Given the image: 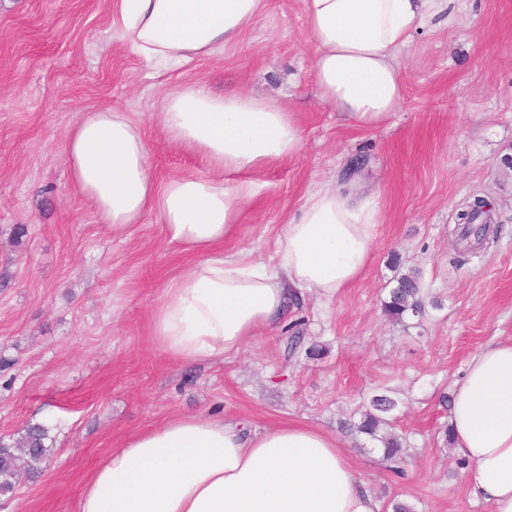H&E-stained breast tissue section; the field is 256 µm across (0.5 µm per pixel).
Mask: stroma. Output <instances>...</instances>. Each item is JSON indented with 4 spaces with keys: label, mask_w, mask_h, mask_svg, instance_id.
Segmentation results:
<instances>
[{
    "label": "stroma",
    "mask_w": 512,
    "mask_h": 512,
    "mask_svg": "<svg viewBox=\"0 0 512 512\" xmlns=\"http://www.w3.org/2000/svg\"><path fill=\"white\" fill-rule=\"evenodd\" d=\"M302 0H267L223 57L156 75L123 43L107 0H0V438L48 429L41 474L0 499V512H79L98 463L135 433L182 414L220 415L244 432L301 423L337 436L377 500L415 512H490L444 431L470 356L512 337V0H457L450 26L416 33L400 58L403 100L380 129L354 130L320 104ZM204 82L250 91L295 112L297 156L268 166L224 256L273 263L284 224L313 185L352 158L381 192L372 260L329 303L305 292L285 334H261L222 360L161 353L151 315L193 262L146 216L113 236L66 179L63 142L84 109L117 105L141 122L158 178L202 173L156 120L167 90ZM493 201L498 240L462 268L457 215ZM23 239H15L17 226ZM398 255L440 308L398 324L383 313ZM391 391L390 428L407 441L397 476L372 441L341 432L372 395Z\"/></svg>",
    "instance_id": "1"
}]
</instances>
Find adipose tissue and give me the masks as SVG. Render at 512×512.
I'll return each mask as SVG.
<instances>
[{
	"label": "adipose tissue",
	"mask_w": 512,
	"mask_h": 512,
	"mask_svg": "<svg viewBox=\"0 0 512 512\" xmlns=\"http://www.w3.org/2000/svg\"><path fill=\"white\" fill-rule=\"evenodd\" d=\"M454 0H303L321 104L345 126L388 123L403 92L399 56L423 29L450 23ZM126 47L159 71L223 55L266 0H110ZM157 119L207 175L156 178L145 134L115 106L80 113L65 136L68 181L113 233L156 214L163 239L195 257L170 280L151 322L177 361L224 357L279 325L289 298H333L368 267L377 189L337 176L315 185L284 225L274 267L228 260L224 236L258 185L252 172L294 156L295 115L251 93L193 84L168 93ZM450 426L473 494L512 512V339L475 352L452 390ZM80 512H379L335 436L299 424L253 434L221 417L184 415L132 435L97 466Z\"/></svg>",
	"instance_id": "1"
}]
</instances>
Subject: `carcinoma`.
<instances>
[{
    "label": "carcinoma",
    "instance_id": "1",
    "mask_svg": "<svg viewBox=\"0 0 512 512\" xmlns=\"http://www.w3.org/2000/svg\"><path fill=\"white\" fill-rule=\"evenodd\" d=\"M486 205L485 198L478 196L470 210L464 213V237H471L477 243L485 239L488 231L484 222L489 216L484 210ZM382 307L389 319L400 323L408 318L424 317L426 305L420 271L411 269L397 275ZM397 407V399L386 393L375 394L360 411L359 419H346L340 422V427L378 442L382 447V459L392 464L395 473L402 474L407 464L403 439L394 432H381V426L389 423V417ZM46 439L47 430L37 425L26 428L24 433L10 442L0 440V492L4 491L8 495L13 493L15 476L27 475L35 478L40 474V465L51 452V448L46 445Z\"/></svg>",
    "mask_w": 512,
    "mask_h": 512
}]
</instances>
